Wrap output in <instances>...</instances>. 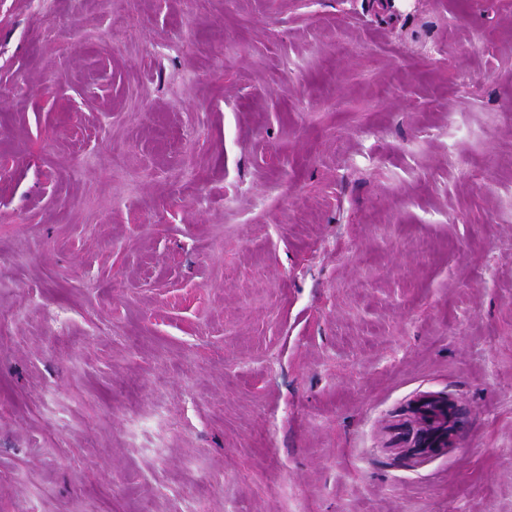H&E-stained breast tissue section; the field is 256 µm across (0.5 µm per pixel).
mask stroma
<instances>
[{"label":"stroma","instance_id":"obj_1","mask_svg":"<svg viewBox=\"0 0 512 512\" xmlns=\"http://www.w3.org/2000/svg\"><path fill=\"white\" fill-rule=\"evenodd\" d=\"M145 506L512 512V0H0V512ZM415 425L402 432L407 448L417 454L449 448L454 437L455 409L448 399L424 398L414 406Z\"/></svg>","mask_w":512,"mask_h":512}]
</instances>
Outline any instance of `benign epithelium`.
I'll list each match as a JSON object with an SVG mask.
<instances>
[{"instance_id": "1", "label": "benign epithelium", "mask_w": 512, "mask_h": 512, "mask_svg": "<svg viewBox=\"0 0 512 512\" xmlns=\"http://www.w3.org/2000/svg\"><path fill=\"white\" fill-rule=\"evenodd\" d=\"M415 424L402 432V439L418 454L434 453L452 445L455 409L448 399L424 398L414 406Z\"/></svg>"}]
</instances>
